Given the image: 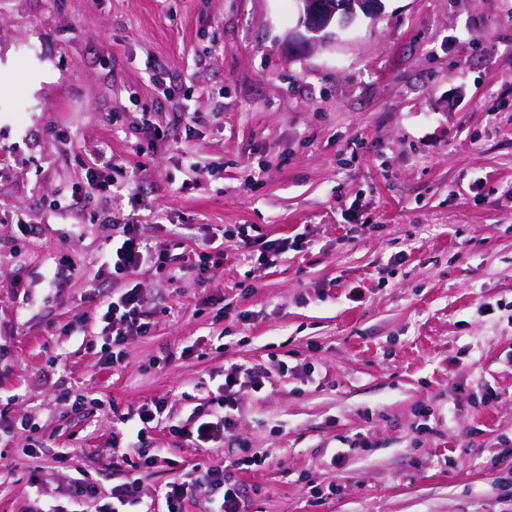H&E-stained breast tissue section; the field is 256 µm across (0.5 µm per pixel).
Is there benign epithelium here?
Masks as SVG:
<instances>
[{"label":"benign epithelium","mask_w":512,"mask_h":512,"mask_svg":"<svg viewBox=\"0 0 512 512\" xmlns=\"http://www.w3.org/2000/svg\"><path fill=\"white\" fill-rule=\"evenodd\" d=\"M299 9L295 42L304 48L319 46L331 36V28L346 27L360 17L371 18L383 0H296Z\"/></svg>","instance_id":"7a95c632"}]
</instances>
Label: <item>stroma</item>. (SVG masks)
<instances>
[{"mask_svg":"<svg viewBox=\"0 0 512 512\" xmlns=\"http://www.w3.org/2000/svg\"><path fill=\"white\" fill-rule=\"evenodd\" d=\"M297 17L0 0V512H101L132 471L125 512H163L177 468L211 465L244 512H512V0H383L315 50L291 44ZM105 147L137 196L54 213ZM132 212L160 248L186 226L189 258L243 224L295 245L227 250L207 283L142 270L154 327L106 365L88 285ZM257 365L222 446L163 424L145 443L170 463L113 459L114 414L164 398L187 419ZM79 479L94 496L71 498Z\"/></svg>","mask_w":512,"mask_h":512,"instance_id":"obj_1","label":"stroma"}]
</instances>
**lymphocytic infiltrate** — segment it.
Listing matches in <instances>:
<instances>
[{
    "mask_svg": "<svg viewBox=\"0 0 512 512\" xmlns=\"http://www.w3.org/2000/svg\"><path fill=\"white\" fill-rule=\"evenodd\" d=\"M113 165L111 153L100 151L87 168L84 186L66 198L65 208L85 209L92 199L110 191L112 185L105 180L104 174ZM229 248L241 250L247 258L257 255L266 260L286 252L288 242L278 239L260 243L252 239L247 227H240L236 232L225 234L223 246L198 254L193 269L199 281L206 282L215 277L223 264L224 252ZM170 260L169 251L157 248L142 234L139 224L132 220L122 224L120 239L104 254L101 263L102 270L111 275L113 283L124 286L118 296L109 297L100 304L104 363L116 359L117 349L128 337L145 336L151 332L153 323L144 309V294L134 278L143 267H162ZM239 378L232 372L225 374L224 393L216 398L214 407L194 411L186 422L170 425V433L197 448H211L223 442L236 425L234 412L238 404ZM162 494L165 512H195L203 503L218 504V512H243V490L220 465L185 471L166 483Z\"/></svg>",
    "mask_w": 512,
    "mask_h": 512,
    "instance_id": "f902f5d3",
    "label": "lymphocytic infiltrate"
}]
</instances>
